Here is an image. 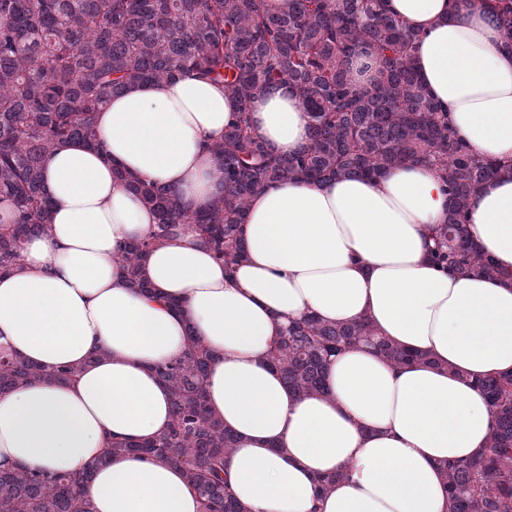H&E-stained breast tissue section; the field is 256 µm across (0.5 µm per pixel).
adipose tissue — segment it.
<instances>
[{
	"label": "adipose tissue",
	"instance_id": "1",
	"mask_svg": "<svg viewBox=\"0 0 512 512\" xmlns=\"http://www.w3.org/2000/svg\"><path fill=\"white\" fill-rule=\"evenodd\" d=\"M385 6L418 33L416 67L457 137L477 156L512 160V53L476 0ZM236 110L222 86L192 73L135 84L97 114L100 148L71 140L46 156L52 228L24 242L20 272L0 276V356L80 374L0 395V467L50 478L100 457L82 488L94 512H204L182 467L103 456L112 436L166 432L170 395L155 368L184 356L192 330L214 353L206 394L236 438L231 490L252 512H445L442 465L471 457L492 432L476 382L512 372V179L484 183L468 209L495 278L429 262L448 191L440 170L419 163L257 191L247 258L229 277L193 227L177 225L144 264L151 294L130 288L114 258L157 219L113 179V164L207 209L224 188L210 145ZM250 116L273 153L308 142L309 117L288 86L258 91ZM307 315L368 319L420 359L398 367L363 343L328 365L327 394L298 396L266 357L280 328ZM338 471L316 496L317 477Z\"/></svg>",
	"mask_w": 512,
	"mask_h": 512
}]
</instances>
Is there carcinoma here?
Wrapping results in <instances>:
<instances>
[{
	"label": "carcinoma",
	"instance_id": "obj_1",
	"mask_svg": "<svg viewBox=\"0 0 512 512\" xmlns=\"http://www.w3.org/2000/svg\"><path fill=\"white\" fill-rule=\"evenodd\" d=\"M512 52V0H479ZM418 33L380 0H286L270 12L262 0H0V274L20 270V249L48 233L52 213L43 162L55 145L99 146L95 114L132 84L185 71L224 85L237 114L211 150L224 170V191L208 210L191 212L171 189L144 183L122 168L124 182L157 215V231L124 245L115 262L129 285L149 292L145 257L177 224H192L227 273L245 258L243 220L249 198L281 182L321 183L380 175L405 164L433 163L448 185L447 223L433 231L431 259L441 269L494 277L499 270L473 241L472 195L512 164L475 156L431 100L413 59ZM286 84L310 118L309 142L288 155L255 137L249 110L256 92ZM188 349L156 374L170 393L172 420L152 442L113 439L79 474L47 481L17 466L0 470V512H92L81 487L111 456L141 455L180 465L205 512H249L224 478L235 438L206 403L212 353L189 331ZM367 341L386 360L418 359L353 324L306 317L291 323L267 360L300 396L326 393L329 363ZM80 369L52 371L0 357V394L45 376L74 381ZM492 407L487 448L444 467L447 512H512V373L479 382Z\"/></svg>",
	"mask_w": 512,
	"mask_h": 512
}]
</instances>
